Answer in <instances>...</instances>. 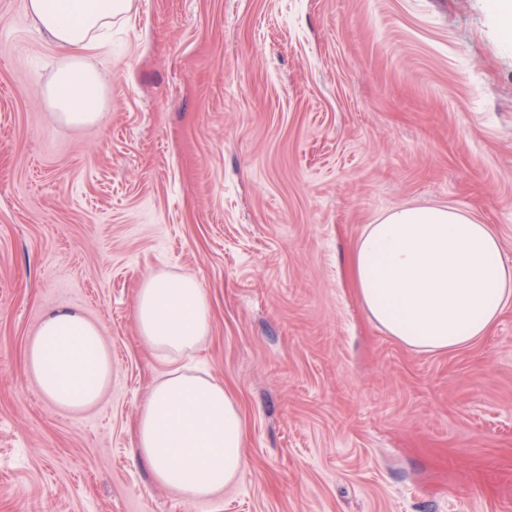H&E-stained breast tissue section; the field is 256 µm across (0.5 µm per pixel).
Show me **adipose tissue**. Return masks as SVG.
Here are the masks:
<instances>
[{
  "label": "adipose tissue",
  "mask_w": 512,
  "mask_h": 512,
  "mask_svg": "<svg viewBox=\"0 0 512 512\" xmlns=\"http://www.w3.org/2000/svg\"><path fill=\"white\" fill-rule=\"evenodd\" d=\"M36 27L59 53L44 97L54 120L97 122L101 75L86 57L128 13L132 0H25ZM370 320L423 351L458 349L486 336L512 304V263L487 224L448 206L392 209L367 225L350 256ZM138 337L165 364L139 409L134 459L159 486L190 500L212 498L247 465L244 423L234 398L211 374L184 365L210 330L211 309L190 275L150 273L135 299ZM43 396L71 410L93 405L112 379L99 326L80 311L49 312L26 354Z\"/></svg>",
  "instance_id": "ef3b65f1"
}]
</instances>
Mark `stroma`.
<instances>
[{"instance_id":"obj_1","label":"stroma","mask_w":512,"mask_h":512,"mask_svg":"<svg viewBox=\"0 0 512 512\" xmlns=\"http://www.w3.org/2000/svg\"><path fill=\"white\" fill-rule=\"evenodd\" d=\"M57 52L0 0V512H512V305L456 350L370 321L348 257L396 207L490 225L512 261V34L489 0H133L100 120L54 122ZM195 276L199 364L246 426L210 500L132 457L162 365L144 276ZM96 322L112 382L49 402L25 364L45 315Z\"/></svg>"}]
</instances>
